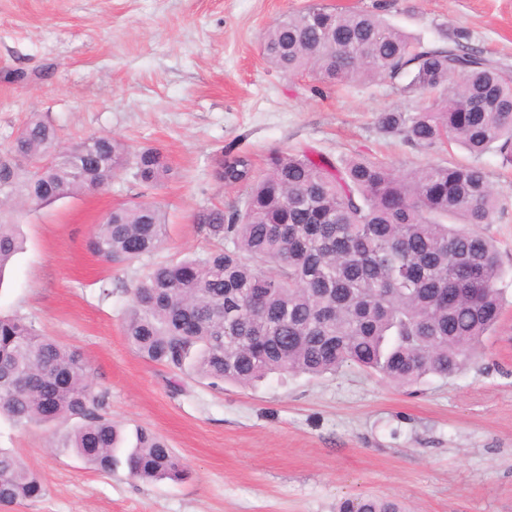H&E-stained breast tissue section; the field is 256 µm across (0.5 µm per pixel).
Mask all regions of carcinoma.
I'll return each instance as SVG.
<instances>
[{
  "mask_svg": "<svg viewBox=\"0 0 512 512\" xmlns=\"http://www.w3.org/2000/svg\"><path fill=\"white\" fill-rule=\"evenodd\" d=\"M373 11L310 5L263 36L270 66L336 82H387L416 110L377 113L376 128L415 149L462 146L473 161L429 163L407 174L374 157L336 160L273 150L255 172L226 152L216 181L242 189L234 204L195 222L215 241L203 256L155 265L133 289L124 333L146 360L191 371L213 388L271 374L321 376L356 365L400 386L465 370L498 322L504 268L494 241L498 196L481 158L512 164V73L458 30L424 44ZM322 87L315 92L322 93ZM49 123L25 124L0 158V209L20 213L90 193L125 169L135 181L168 171L156 149L108 135L57 150ZM168 232L155 205L135 201L95 225L89 248L107 264L159 249ZM19 225L0 218V275L22 249ZM21 426L74 424L53 447L110 474L178 482L182 459L146 428L112 422L86 361L22 316H0V417ZM40 476L0 449V506L44 494ZM338 512H404L391 497L346 499Z\"/></svg>",
  "mask_w": 512,
  "mask_h": 512,
  "instance_id": "cac0c4a2",
  "label": "carcinoma"
}]
</instances>
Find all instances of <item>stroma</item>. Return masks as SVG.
<instances>
[{
  "label": "stroma",
  "instance_id": "35a3bbf8",
  "mask_svg": "<svg viewBox=\"0 0 512 512\" xmlns=\"http://www.w3.org/2000/svg\"><path fill=\"white\" fill-rule=\"evenodd\" d=\"M312 0H0V149L33 117L60 147L94 135L159 150L170 172L153 185L119 175L104 190L20 217L24 248L0 280V313L32 319L78 349L126 432L145 427L182 458L184 481L105 475L51 451L52 432L0 419V448L41 477L43 498L13 512H336L347 498L390 496L408 512H512V165L485 156L498 193L493 237L506 271L503 313L482 356L455 378L407 393L353 366L313 378L270 375L253 387H208L140 357L123 318L130 291L159 262L213 242L194 221L239 189L212 176L223 153L256 166L275 149L386 160L399 172L467 152L414 149L378 133L384 109L415 108L388 84L313 91L284 76L261 37ZM384 16L430 43L467 30L512 65V0H386ZM147 201L166 213L156 252L108 265L87 240L113 207Z\"/></svg>",
  "mask_w": 512,
  "mask_h": 512
}]
</instances>
